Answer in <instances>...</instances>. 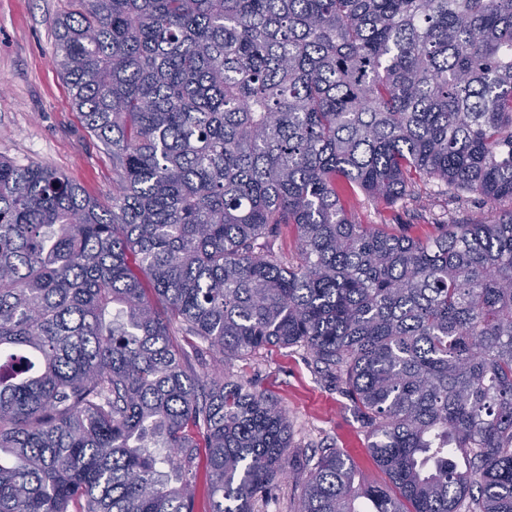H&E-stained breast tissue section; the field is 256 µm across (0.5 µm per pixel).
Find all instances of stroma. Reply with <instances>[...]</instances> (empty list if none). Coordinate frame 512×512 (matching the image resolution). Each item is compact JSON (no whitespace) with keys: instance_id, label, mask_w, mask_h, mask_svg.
Segmentation results:
<instances>
[{"instance_id":"stroma-1","label":"stroma","mask_w":512,"mask_h":512,"mask_svg":"<svg viewBox=\"0 0 512 512\" xmlns=\"http://www.w3.org/2000/svg\"><path fill=\"white\" fill-rule=\"evenodd\" d=\"M71 0H0V155L21 165L40 164L66 176L87 195L112 201V157L73 110L65 80L54 64L52 22ZM482 200L449 196L442 187H422L418 198L384 208L361 200L365 224L426 226L454 216L468 223L490 213ZM251 390L276 399L290 423L295 465L324 448L339 450L360 468L362 481L383 482L368 452L367 431L341 385L320 377L311 355L298 347H270L229 369ZM302 493L296 473L275 480L253 512H292Z\"/></svg>"}]
</instances>
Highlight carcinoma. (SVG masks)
Returning a JSON list of instances; mask_svg holds the SVG:
<instances>
[{
    "label": "carcinoma",
    "instance_id": "carcinoma-1",
    "mask_svg": "<svg viewBox=\"0 0 512 512\" xmlns=\"http://www.w3.org/2000/svg\"><path fill=\"white\" fill-rule=\"evenodd\" d=\"M57 64L112 206L0 156V512H252L277 401L203 364L302 347L334 448L294 512H512V0H74ZM502 205L362 224L418 182ZM291 234L295 251L271 241ZM205 464V451L201 448L198 466L194 472L195 477L193 479L196 484V512H205L210 507V484Z\"/></svg>",
    "mask_w": 512,
    "mask_h": 512
}]
</instances>
